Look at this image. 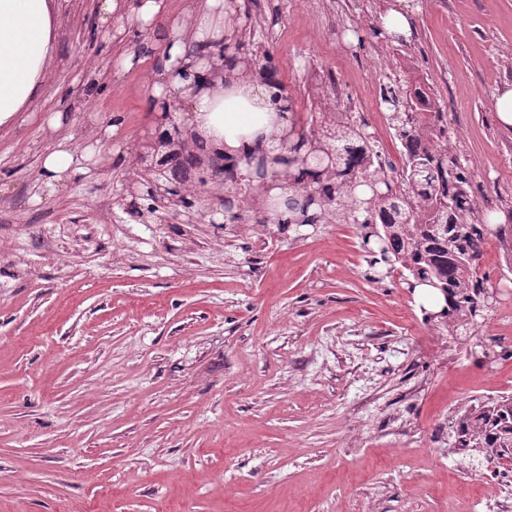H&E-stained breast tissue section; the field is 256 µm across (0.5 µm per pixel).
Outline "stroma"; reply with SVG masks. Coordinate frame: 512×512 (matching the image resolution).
I'll return each mask as SVG.
<instances>
[{
	"instance_id": "obj_1",
	"label": "stroma",
	"mask_w": 512,
	"mask_h": 512,
	"mask_svg": "<svg viewBox=\"0 0 512 512\" xmlns=\"http://www.w3.org/2000/svg\"><path fill=\"white\" fill-rule=\"evenodd\" d=\"M98 5L68 0L52 95L0 133V512H481L512 468L453 448L448 423L512 395V247L483 243L494 301L471 335L370 269L355 225L228 224L223 187L194 177L149 212L147 140L185 106L154 95L167 25L107 40ZM396 5L232 0V49L271 54L297 130L344 115L395 163L393 113L424 91L437 106L419 133L469 175L473 220L512 225V128L494 111L512 0H406L413 31L394 40ZM128 52L140 65L117 70ZM104 69L86 97L82 76ZM61 95L95 153L52 192Z\"/></svg>"
}]
</instances>
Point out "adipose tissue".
I'll return each mask as SVG.
<instances>
[{
	"label": "adipose tissue",
	"instance_id": "1",
	"mask_svg": "<svg viewBox=\"0 0 512 512\" xmlns=\"http://www.w3.org/2000/svg\"><path fill=\"white\" fill-rule=\"evenodd\" d=\"M60 14V0H0V129L25 123L30 109L43 98ZM236 40L223 0H205L192 24L173 18L162 47L163 82L155 92L163 94L168 87L181 91L191 133L237 161L246 176V156H278L280 136L296 116L272 100L270 74L250 70L232 58L221 70L200 61V54ZM84 157L69 137L51 147L42 159L47 186L82 173Z\"/></svg>",
	"mask_w": 512,
	"mask_h": 512
}]
</instances>
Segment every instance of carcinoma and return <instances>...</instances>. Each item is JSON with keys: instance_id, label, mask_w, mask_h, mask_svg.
Instances as JSON below:
<instances>
[{"instance_id": "obj_1", "label": "carcinoma", "mask_w": 512, "mask_h": 512, "mask_svg": "<svg viewBox=\"0 0 512 512\" xmlns=\"http://www.w3.org/2000/svg\"><path fill=\"white\" fill-rule=\"evenodd\" d=\"M418 113H405L398 137L406 153L400 182L368 145L363 133L348 122L324 139L304 133L291 136L286 153L277 159L283 170L295 173L299 189L288 198L285 210L258 220L260 224H318L334 218L360 228L362 248L372 268L391 272L401 268L413 282L427 281L448 292V308L430 317L474 331L481 327L487 291L476 276L475 260L493 228L485 221H468L473 211L467 173L448 166L447 153L424 144L418 137ZM166 163L186 172L197 166V156H183L179 140L162 141ZM336 152L331 161L328 151ZM278 188L275 175L263 174L259 184L244 189L269 202ZM452 209L441 206L448 196ZM455 447L483 448L492 461L512 450V396L454 421Z\"/></svg>"}]
</instances>
